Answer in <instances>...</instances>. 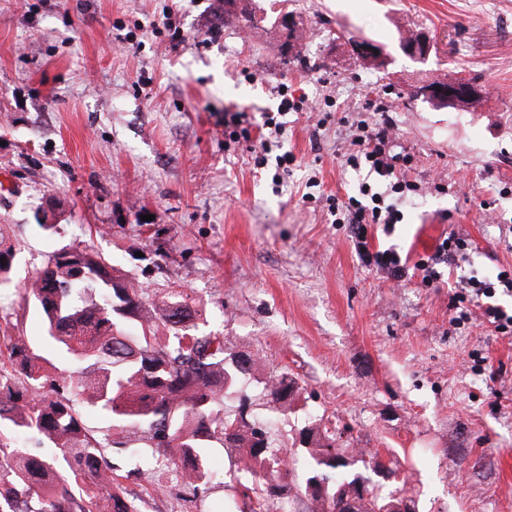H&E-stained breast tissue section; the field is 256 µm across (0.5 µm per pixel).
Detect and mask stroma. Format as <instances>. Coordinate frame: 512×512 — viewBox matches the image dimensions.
I'll return each mask as SVG.
<instances>
[{
	"instance_id": "obj_1",
	"label": "stroma",
	"mask_w": 512,
	"mask_h": 512,
	"mask_svg": "<svg viewBox=\"0 0 512 512\" xmlns=\"http://www.w3.org/2000/svg\"><path fill=\"white\" fill-rule=\"evenodd\" d=\"M241 2L271 22L292 10L300 57L265 29L243 36L224 0H0V224L17 277L93 247L152 298L202 304L225 354L258 360L224 406L248 402L274 447L304 456L301 429L323 422L396 463L382 486L404 482L416 512H512V338L477 308L457 323L452 299L463 278L512 270V0ZM417 31L435 41L421 62L399 47ZM353 39L388 66L356 60ZM460 77L485 90L473 110L413 97ZM281 83L317 105L284 117L295 160L282 177L259 149ZM228 112L245 113L247 135L225 128ZM382 119L420 187L400 224L367 227L369 251L405 265L398 285L328 210L364 178L344 159L357 125ZM452 233L471 243L468 262L436 259ZM431 258L429 282L418 263ZM2 334L59 360L12 286L0 288ZM273 372L298 387L277 410L263 393ZM105 453L139 512H243L238 491L254 481L217 441L194 490L166 470L146 483L123 451Z\"/></svg>"
}]
</instances>
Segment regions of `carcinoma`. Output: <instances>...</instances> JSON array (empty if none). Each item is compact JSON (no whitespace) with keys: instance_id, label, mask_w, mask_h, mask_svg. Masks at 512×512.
<instances>
[{"instance_id":"carcinoma-1","label":"carcinoma","mask_w":512,"mask_h":512,"mask_svg":"<svg viewBox=\"0 0 512 512\" xmlns=\"http://www.w3.org/2000/svg\"><path fill=\"white\" fill-rule=\"evenodd\" d=\"M0 285L11 281L16 250L9 225L0 224ZM19 291L41 307L49 339L66 357L62 370L30 352L18 336L0 338V447L22 439L50 454L14 446L0 459L2 504L23 494L33 501L27 512H135L104 442L84 427L82 404L98 408L112 423L127 461L144 481L168 468L185 486L198 488L208 477L209 442L216 437L234 444L258 479L244 487L249 512H266L268 503L297 485V471L285 466L288 450L275 449L265 429L224 410V397L257 370L248 354L225 355L220 337L199 326V310L179 294L159 300L127 280L96 251H61L48 256ZM170 332L159 333V327ZM295 382L279 373L266 381L267 396L288 404ZM315 434L306 449L304 493L321 512H392L397 501L377 492L367 476L351 473L367 465L353 448L336 446V432Z\"/></svg>"}]
</instances>
